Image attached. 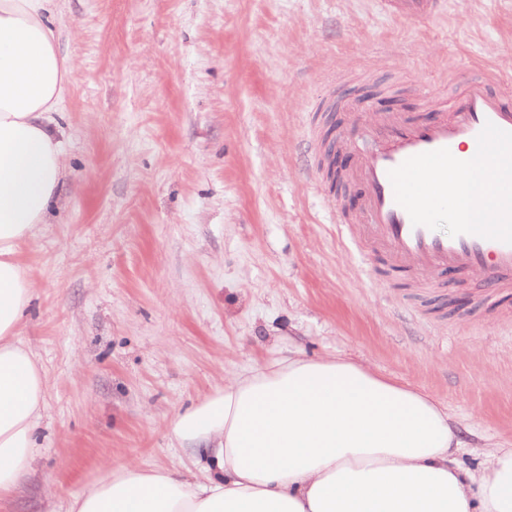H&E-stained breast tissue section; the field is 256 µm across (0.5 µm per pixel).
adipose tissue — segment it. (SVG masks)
<instances>
[{
    "label": "adipose tissue",
    "mask_w": 512,
    "mask_h": 512,
    "mask_svg": "<svg viewBox=\"0 0 512 512\" xmlns=\"http://www.w3.org/2000/svg\"><path fill=\"white\" fill-rule=\"evenodd\" d=\"M56 0H0V508L31 471L47 380L18 337L36 284L20 255L66 184L58 121L74 64ZM179 444L203 447L200 479L126 464L69 512H512V448L459 467L447 406L349 357L295 352L225 378L176 412Z\"/></svg>",
    "instance_id": "1"
}]
</instances>
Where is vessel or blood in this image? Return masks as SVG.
Listing matches in <instances>:
<instances>
[{
    "label": "vessel or blood",
    "mask_w": 512,
    "mask_h": 512,
    "mask_svg": "<svg viewBox=\"0 0 512 512\" xmlns=\"http://www.w3.org/2000/svg\"><path fill=\"white\" fill-rule=\"evenodd\" d=\"M375 2L402 22L446 9V0ZM496 83L478 70L452 95L433 99L438 117L429 124L391 117L355 129L348 145L358 159L346 181L360 187L363 206L346 221L351 238L378 244L418 274L486 268L490 288L512 289V103ZM443 210L455 226L449 236L435 229Z\"/></svg>",
    "instance_id": "vessel-or-blood-1"
}]
</instances>
